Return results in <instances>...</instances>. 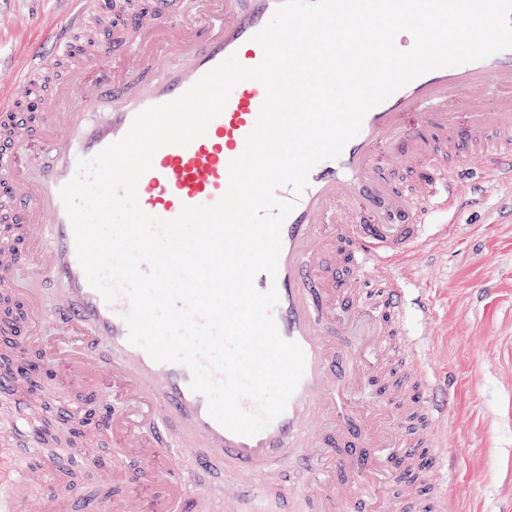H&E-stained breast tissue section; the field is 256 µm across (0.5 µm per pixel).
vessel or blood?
I'll return each instance as SVG.
<instances>
[{
  "label": "vessel or blood",
  "instance_id": "b4317fda",
  "mask_svg": "<svg viewBox=\"0 0 512 512\" xmlns=\"http://www.w3.org/2000/svg\"><path fill=\"white\" fill-rule=\"evenodd\" d=\"M62 21L37 28L20 68L0 91V296L14 313L0 316V357H40L72 386L99 393L103 415L86 424L81 407L61 418L50 392L34 397L27 376L0 368V512H76L92 456L70 470L39 464L49 450L76 439H106L119 448L90 512H236L253 493L250 475L291 456L306 461L316 512H437L449 482L447 400H435L426 351L407 329V311L428 314L408 297L413 261L448 236L450 214L482 206L488 189L465 181L462 168L484 163L494 187L512 192V50L429 71L371 109L360 133L334 159L317 163L282 227L276 275L255 286L276 289L279 334L300 345L304 375L282 415L253 436L234 433L191 390V372L158 362L128 340L129 302H107L79 263L61 198L78 161L123 138L139 112L173 100L229 55L257 66L253 36L281 0H151L141 20L135 0H67ZM160 33L141 65L95 66ZM491 108L473 111L475 97ZM266 96L262 84L232 90L205 135L167 145L140 179L138 203L171 220L183 206L211 205L226 192L229 164L240 156ZM33 116L18 118L21 105ZM417 120L406 124V113ZM469 113L460 123L459 113ZM391 142L395 163L376 162L377 143ZM424 169L404 183L399 175ZM374 216L358 219L359 207ZM382 287L371 304L367 280ZM189 457L193 467L164 460ZM231 468L245 480L201 489L196 473Z\"/></svg>",
  "mask_w": 512,
  "mask_h": 512
}]
</instances>
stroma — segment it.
I'll use <instances>...</instances> for the list:
<instances>
[{
	"instance_id": "35a3bbf8",
	"label": "stroma",
	"mask_w": 512,
	"mask_h": 512,
	"mask_svg": "<svg viewBox=\"0 0 512 512\" xmlns=\"http://www.w3.org/2000/svg\"><path fill=\"white\" fill-rule=\"evenodd\" d=\"M56 0H0V84ZM430 316L408 327L430 351L452 400V487L437 512H512V194L493 190L481 210L455 214L447 239L416 259Z\"/></svg>"
}]
</instances>
